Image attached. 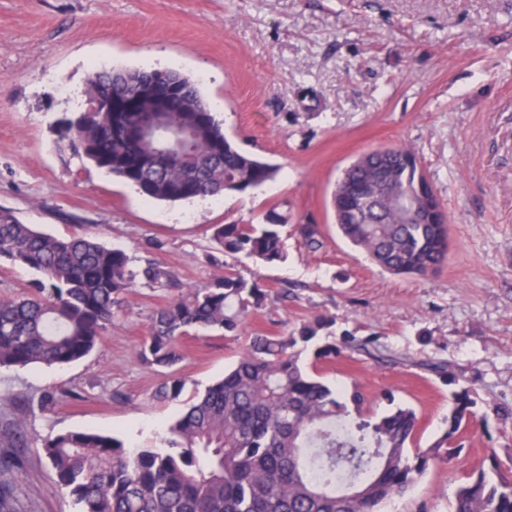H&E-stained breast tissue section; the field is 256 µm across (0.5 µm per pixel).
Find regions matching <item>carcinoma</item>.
<instances>
[{
	"instance_id": "cac0c4a2",
	"label": "carcinoma",
	"mask_w": 512,
	"mask_h": 512,
	"mask_svg": "<svg viewBox=\"0 0 512 512\" xmlns=\"http://www.w3.org/2000/svg\"><path fill=\"white\" fill-rule=\"evenodd\" d=\"M121 71H96L85 96L112 91L138 97L131 112H83L61 120L57 144L135 187L151 200L190 201L243 194L275 180L279 168L242 150L224 133L197 84L181 87L180 112L155 111L168 92L166 71L152 70L155 84L137 94ZM429 184L409 146L367 151L336 180L332 208L342 234L378 268L426 277L448 260L449 225L418 219L420 185ZM287 217L276 209L256 224L212 227L220 256L244 255L267 263L286 259ZM310 251L323 247L318 224L293 229ZM0 260L31 270L21 295L0 299V366H63L89 355L112 327L122 295L142 278L178 291L157 308L141 359L171 370L155 397L176 400L185 381L174 373L179 342L206 329L235 336L264 306L266 291L234 268L199 287L149 263L141 271L129 256L89 235L60 239L0 208ZM326 327L321 318L291 331L251 338L224 378L197 392L167 427L159 444L129 448L102 433L69 431L44 441L57 483L78 512H383L430 469L460 460L466 432L479 421L477 401L466 387L451 394L441 434L427 447L416 443L419 418L396 406L367 410L361 385H331L301 359ZM347 350L392 359L379 338L344 335L314 351L332 361ZM474 469L454 493L452 512H512V475ZM359 497L346 496L349 487Z\"/></svg>"
}]
</instances>
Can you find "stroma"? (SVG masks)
<instances>
[{"mask_svg": "<svg viewBox=\"0 0 512 512\" xmlns=\"http://www.w3.org/2000/svg\"><path fill=\"white\" fill-rule=\"evenodd\" d=\"M171 70L198 83L225 132L279 164L247 194L185 202L134 187L57 150V126L84 108L92 71ZM404 144L443 203L452 247L430 277L380 271L338 232L331 209L341 170L359 154ZM276 204L292 224H318L307 250L285 233L286 261L234 258L265 307L240 335L182 341L180 399L161 402L163 372L139 349L155 309L174 293L139 284L100 348L64 366L0 367V431L15 429L22 464L0 468L15 512H76L42 444L67 431L156 443L195 391L221 379L252 336L328 320L322 340L379 337L380 363L348 351L319 365L332 384L360 381L381 414L421 415L419 445L442 426L450 365L478 403L507 408L470 432L471 453L428 471L387 512H449L459 484L494 449L512 473V0H0V207L58 238L97 236L184 285L223 276L210 265L212 227L258 222ZM52 405L42 406L46 394Z\"/></svg>", "mask_w": 512, "mask_h": 512, "instance_id": "obj_1", "label": "stroma"}]
</instances>
